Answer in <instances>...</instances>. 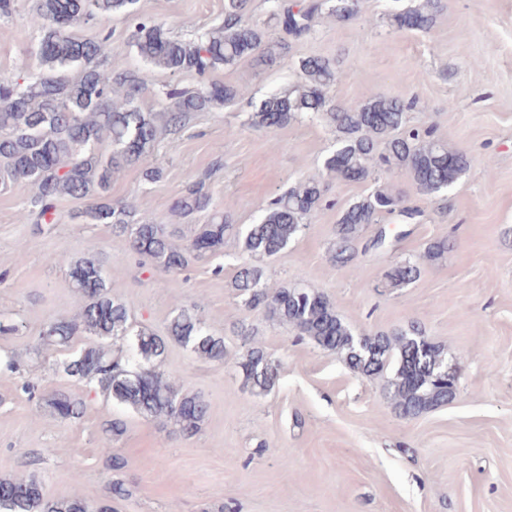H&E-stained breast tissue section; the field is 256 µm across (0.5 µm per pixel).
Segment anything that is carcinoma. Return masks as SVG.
I'll use <instances>...</instances> for the list:
<instances>
[{"label": "carcinoma", "mask_w": 512, "mask_h": 512, "mask_svg": "<svg viewBox=\"0 0 512 512\" xmlns=\"http://www.w3.org/2000/svg\"><path fill=\"white\" fill-rule=\"evenodd\" d=\"M137 2L36 0L32 16L40 34L36 63L24 60L16 76L0 78V182L33 188L30 213L40 222L55 215L56 202L65 196L89 200L83 211L87 220L111 225L112 233L152 268L172 273L183 269L191 257L221 249L226 234L234 230L224 214L215 212L209 223L194 228L186 245L174 241L171 218L185 219L210 208V174H201L166 214L150 224L139 223L129 204L110 198L112 179L151 154L160 136L179 134L190 114L221 112L239 92L216 82L195 90L172 86L161 110L146 111L140 104L146 89L140 71L104 69L103 42L82 38L78 30L117 13L128 14L135 21L129 43L136 55L149 68L173 76H203L245 59L265 62L274 43L265 28L246 20L249 0H224V20L188 39L139 15ZM442 9L441 0H409L388 14L389 25L399 31H429ZM323 13L338 22L353 21L359 16L360 0H281L271 19L282 33L299 39L311 33L314 19ZM297 69L295 83L251 104L248 124L270 130L300 117L323 118L336 136V149L322 164L328 174L360 181L377 169L404 170L418 192L443 195L469 167L466 153L428 131L422 134L409 127L410 106L397 98L379 94L359 103L336 102L330 90L337 71L330 59L307 57ZM323 193L315 177L289 187L265 208L258 223L249 225L244 251L256 260L278 254L302 232L304 221L321 205ZM28 214L21 213L22 219L28 220ZM384 214L412 221L421 211L404 205L401 194L389 185H378L342 211L331 246L333 266L350 264L360 250L386 246L381 231L361 242L364 229L379 223ZM449 248L448 240H435L424 257L438 260ZM67 265L72 288L80 297L78 311L48 319L40 332L42 344L63 353L59 371L72 383L92 385L147 419H164L184 437L194 436L209 405L202 396L183 390L176 376L161 371L160 363L171 342L201 360H225L224 337L207 329L201 305L176 308L164 336L139 332L137 348L143 362L127 367L104 346L108 340L129 335L131 315L123 302L112 297L102 263L91 256ZM419 274L418 262L406 259L387 269L384 278L390 287L399 288ZM234 288L247 309L265 310L299 335L343 356L360 375L375 377L391 371L388 392L404 418H415L456 397L458 382L443 376L448 353L417 322L389 333L357 336L324 294L297 286L271 288L264 268L248 262L239 267ZM237 367L244 385L256 396L271 392L278 379L279 361L261 347L248 348ZM47 403L61 422L81 418L85 409L83 399L62 391L50 395ZM124 432L122 420H104L101 447L113 470L125 467V460L110 452L111 442ZM125 493L123 483L114 481L109 496L97 501L80 496L48 500L34 477L0 478V512H112V498Z\"/></svg>", "instance_id": "cac0c4a2"}]
</instances>
